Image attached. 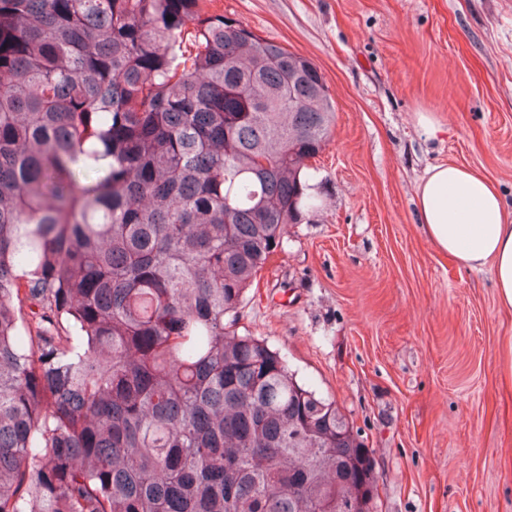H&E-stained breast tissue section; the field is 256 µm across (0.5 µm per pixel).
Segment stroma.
Instances as JSON below:
<instances>
[{
    "mask_svg": "<svg viewBox=\"0 0 512 512\" xmlns=\"http://www.w3.org/2000/svg\"><path fill=\"white\" fill-rule=\"evenodd\" d=\"M311 60L336 107L320 209L288 227L239 334L280 350L375 458L377 512H512V311L491 269L419 223L433 165L485 173L512 215V0H213ZM433 118L422 127L419 113Z\"/></svg>",
    "mask_w": 512,
    "mask_h": 512,
    "instance_id": "obj_1",
    "label": "stroma"
}]
</instances>
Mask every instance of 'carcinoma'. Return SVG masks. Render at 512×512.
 <instances>
[{
  "instance_id": "carcinoma-1",
  "label": "carcinoma",
  "mask_w": 512,
  "mask_h": 512,
  "mask_svg": "<svg viewBox=\"0 0 512 512\" xmlns=\"http://www.w3.org/2000/svg\"><path fill=\"white\" fill-rule=\"evenodd\" d=\"M210 2L0 0V512H375L336 403L236 329L335 106Z\"/></svg>"
}]
</instances>
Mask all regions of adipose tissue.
I'll return each instance as SVG.
<instances>
[{
  "label": "adipose tissue",
  "mask_w": 512,
  "mask_h": 512,
  "mask_svg": "<svg viewBox=\"0 0 512 512\" xmlns=\"http://www.w3.org/2000/svg\"><path fill=\"white\" fill-rule=\"evenodd\" d=\"M418 217L437 249L467 269L492 266L499 303L512 309V216L492 182L456 163L428 170Z\"/></svg>",
  "instance_id": "obj_1"
}]
</instances>
